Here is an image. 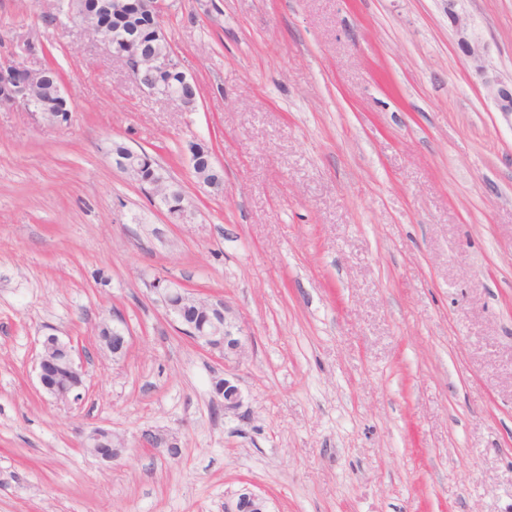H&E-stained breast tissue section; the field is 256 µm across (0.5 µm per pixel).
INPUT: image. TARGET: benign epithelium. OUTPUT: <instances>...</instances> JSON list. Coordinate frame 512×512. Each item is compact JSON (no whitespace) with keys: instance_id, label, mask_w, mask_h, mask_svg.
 <instances>
[{"instance_id":"benign-epithelium-1","label":"benign epithelium","mask_w":512,"mask_h":512,"mask_svg":"<svg viewBox=\"0 0 512 512\" xmlns=\"http://www.w3.org/2000/svg\"><path fill=\"white\" fill-rule=\"evenodd\" d=\"M173 0H115L116 9L130 16L146 17L153 28L163 31V19L171 12ZM458 0H448V19L458 37L460 49L473 59L477 70L486 72L484 66L485 47L475 33L471 16L457 8ZM76 26L86 32L93 40L104 44L112 57L120 60L127 68L134 81L146 92L155 93V79L165 72H177L182 84L190 86L195 83L174 52L158 55L142 48L131 36L121 37L118 31H108L99 23L96 15L86 11H77L71 16ZM45 68L31 69L24 62L12 60L0 62V85L8 88L17 77L25 78V87L11 92L10 96L0 102L28 108L34 99L30 86L43 76ZM485 85L497 111L512 115V84L508 85L497 77H488ZM117 167L124 168L143 160L141 153L126 146L112 151ZM164 300L166 311L180 326V332L199 347L212 354H219L224 359L238 354L242 348L240 329L227 316L222 302L214 303L195 295L187 288L171 289L160 284L155 286ZM194 307L208 320V324H195L184 317V309ZM131 336L124 319L112 314V326L108 334L100 337L101 344L112 353V359L120 360L126 353ZM86 350L79 341L72 338L64 341L49 335L42 343L39 360L38 379L42 390L57 402L78 403L85 391L84 376ZM216 390L224 397V414L234 413L242 406L243 395L235 377H224L215 384ZM103 445L109 450L101 457L116 459L127 451L121 442H115L112 434L101 428H94L88 435L86 448L96 453ZM226 512H269L265 497L244 486L237 493V498Z\"/></svg>"}]
</instances>
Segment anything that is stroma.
<instances>
[{"mask_svg":"<svg viewBox=\"0 0 512 512\" xmlns=\"http://www.w3.org/2000/svg\"><path fill=\"white\" fill-rule=\"evenodd\" d=\"M67 3L0 0V62L55 64L70 102L60 124L0 104V512H224L244 485L271 512H512V118L447 0H176L192 112ZM461 5L512 79V0ZM116 142L153 156L187 223ZM158 282L224 301L242 353L183 336ZM116 313L117 362L97 337ZM49 334L87 351L80 405L40 388ZM227 374L244 403L224 417ZM94 427L126 453L84 448ZM458 2V0H448V19L458 37V46L465 54L473 59L476 63L477 70L481 73H485L484 44L475 33L471 16L467 12L457 8ZM196 147L197 157L193 169L197 179L204 182L220 181L221 175L219 171L208 162L212 148L206 143H198ZM109 325L107 336H99L100 342L112 353L113 361H119L128 349L131 332L124 319L117 313L112 316V326Z\"/></svg>","mask_w":512,"mask_h":512,"instance_id":"stroma-1","label":"stroma"}]
</instances>
